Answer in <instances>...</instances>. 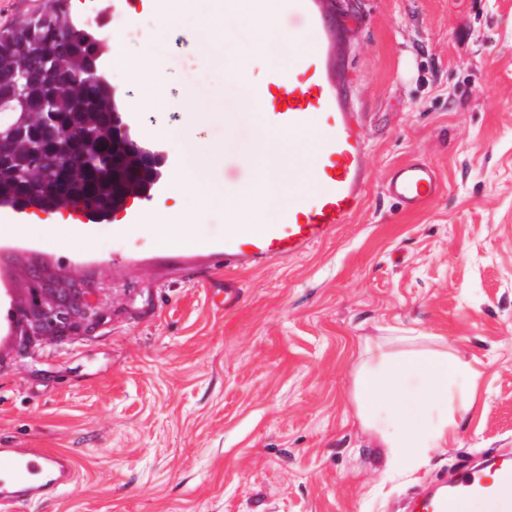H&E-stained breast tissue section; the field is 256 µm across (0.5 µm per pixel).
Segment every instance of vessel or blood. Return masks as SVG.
<instances>
[{"label":"vessel or blood","instance_id":"vessel-or-blood-1","mask_svg":"<svg viewBox=\"0 0 512 512\" xmlns=\"http://www.w3.org/2000/svg\"><path fill=\"white\" fill-rule=\"evenodd\" d=\"M285 13L305 24L302 42L288 60L273 65L267 86L250 88L241 105L267 130L295 139L313 137L310 165L292 158L270 160L288 172V202L268 218L265 198L254 192L250 205L261 229L247 234L238 200L224 199V235L200 242L201 251L243 272L298 257L331 238L361 210L370 182L369 153L359 112L348 93L352 77L341 60L347 44L332 22L333 0H280ZM385 194L408 212L440 192L435 168L412 159L391 170ZM71 457L44 448L0 447V512H22L57 497L75 480ZM512 512V448L484 449L477 461L460 464L449 477L410 498L407 512Z\"/></svg>","mask_w":512,"mask_h":512}]
</instances>
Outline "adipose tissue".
<instances>
[{
  "instance_id": "adipose-tissue-1",
  "label": "adipose tissue",
  "mask_w": 512,
  "mask_h": 512,
  "mask_svg": "<svg viewBox=\"0 0 512 512\" xmlns=\"http://www.w3.org/2000/svg\"><path fill=\"white\" fill-rule=\"evenodd\" d=\"M112 65L140 85L136 111L170 109L161 80L148 75L141 61L116 55ZM219 118L224 124L226 144L242 156H254L269 139L268 134L261 132L253 140H237L238 126L250 118L238 101H229ZM155 135L176 140L179 150L189 158L188 166L174 174L173 187L191 196L197 211L213 208L221 191L211 184L209 174L221 155V147L176 137L169 126L157 127ZM148 222L160 246L183 249L194 243L187 214L176 208L158 204L149 210ZM366 354L367 361L354 381L358 416L374 430L392 462L415 468L431 449L447 443L448 392L458 381L469 377L470 372L466 365L423 351L395 360L387 359L376 348L367 349Z\"/></svg>"
}]
</instances>
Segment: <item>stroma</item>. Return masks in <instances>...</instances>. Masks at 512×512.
Wrapping results in <instances>:
<instances>
[{"mask_svg": "<svg viewBox=\"0 0 512 512\" xmlns=\"http://www.w3.org/2000/svg\"><path fill=\"white\" fill-rule=\"evenodd\" d=\"M112 26L145 59L150 4ZM342 59L370 153L362 210L294 259L225 274L198 250L160 249L151 225L86 247L0 226V285L15 308L33 289L73 293L102 315L14 355L0 341V446L68 453L74 485L26 512H403L461 453L512 448V0H336ZM222 46L163 48L167 91L200 112L224 102L226 72L266 68ZM413 158L439 176L416 212L382 191ZM235 296L225 301L224 288ZM427 351L478 377L448 397V444L411 470L386 462L358 419L366 343Z\"/></svg>", "mask_w": 512, "mask_h": 512, "instance_id": "stroma-1", "label": "stroma"}]
</instances>
